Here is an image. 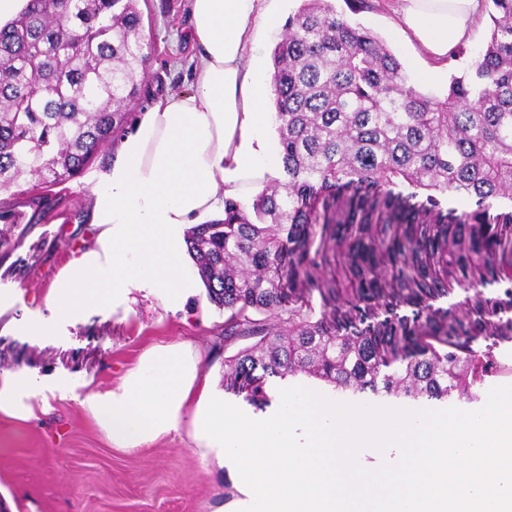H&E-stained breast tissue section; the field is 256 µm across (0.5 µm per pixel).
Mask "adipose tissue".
<instances>
[{
  "label": "adipose tissue",
  "instance_id": "obj_1",
  "mask_svg": "<svg viewBox=\"0 0 512 512\" xmlns=\"http://www.w3.org/2000/svg\"><path fill=\"white\" fill-rule=\"evenodd\" d=\"M480 0H399L401 22L430 55L447 56L468 33ZM197 43L188 92L155 102L119 139L94 189L93 243L70 255L45 295V335L91 306L128 312L137 294L185 311L203 284L186 230L224 216L271 178L263 134L272 78L248 59L272 15L267 0H190ZM39 390L21 372L0 377V416L34 419ZM86 407L113 447L134 450L187 431L203 462L235 475L230 512H512V390L479 414L371 420L309 395L300 411L246 419L226 404L190 341L141 354L120 385ZM384 459L366 470L362 451Z\"/></svg>",
  "mask_w": 512,
  "mask_h": 512
}]
</instances>
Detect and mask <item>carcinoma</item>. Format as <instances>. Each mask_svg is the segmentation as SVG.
Wrapping results in <instances>:
<instances>
[{
    "mask_svg": "<svg viewBox=\"0 0 512 512\" xmlns=\"http://www.w3.org/2000/svg\"><path fill=\"white\" fill-rule=\"evenodd\" d=\"M137 2L28 0L0 29V190L26 173L46 188L79 176L124 124L148 49ZM490 2V38L442 98L418 92L386 43L329 0L288 18L272 53L279 176L187 237L224 310V345L253 340L224 359L226 387L249 404L269 402L270 378L299 374L337 394L472 403L502 367L512 0ZM493 200L508 210L491 212ZM338 248L345 298L317 274ZM457 288L472 292L467 311L434 307Z\"/></svg>",
    "mask_w": 512,
    "mask_h": 512,
    "instance_id": "1",
    "label": "carcinoma"
}]
</instances>
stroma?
Wrapping results in <instances>:
<instances>
[{
    "mask_svg": "<svg viewBox=\"0 0 512 512\" xmlns=\"http://www.w3.org/2000/svg\"><path fill=\"white\" fill-rule=\"evenodd\" d=\"M149 57L137 117L156 100L189 90L196 49L189 38L188 0H138ZM398 0H366L352 19L377 33L422 92L440 97L451 76L461 74L487 41V11L473 18L467 36L447 60L430 57L401 25ZM439 71L427 82L423 73ZM115 150L107 143L80 176L46 188L48 205L36 220H0V297L9 306L0 315V376L23 372L51 386L49 408L25 424H0V484L16 491L19 512H224L227 471L203 463L187 433L162 437L132 451L112 447L84 401L94 391L120 384L127 368L156 343L189 340L213 348L201 368L213 384H224V359L245 347L237 340L220 347L224 314L207 295L194 298L187 312L166 313L154 298H139L129 315L90 308L71 325L46 336L28 335L29 323L48 317L44 296L71 251L91 244L95 175ZM381 414L465 415L474 405L438 401L416 406L393 397L359 395Z\"/></svg>",
    "mask_w": 512,
    "mask_h": 512,
    "instance_id": "stroma-1",
    "label": "stroma"
}]
</instances>
